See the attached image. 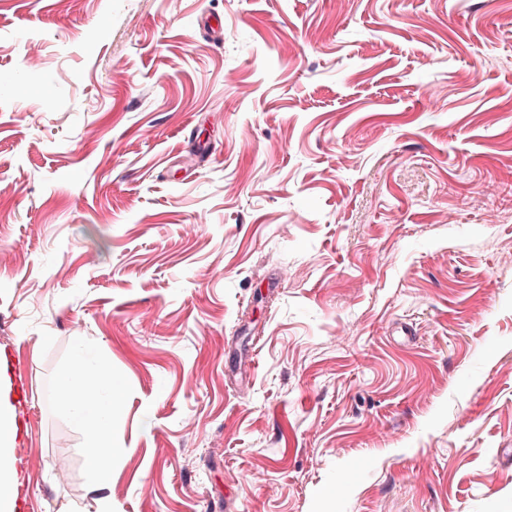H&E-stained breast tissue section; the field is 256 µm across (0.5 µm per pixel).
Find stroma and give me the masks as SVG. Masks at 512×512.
<instances>
[{
    "label": "stroma",
    "instance_id": "1",
    "mask_svg": "<svg viewBox=\"0 0 512 512\" xmlns=\"http://www.w3.org/2000/svg\"><path fill=\"white\" fill-rule=\"evenodd\" d=\"M502 240L512 0H0L14 512H512ZM76 348L56 379L55 401L86 430V466L96 486L105 489L112 480V458L124 451L112 439V422L123 409V384L106 362L87 357L82 341Z\"/></svg>",
    "mask_w": 512,
    "mask_h": 512
}]
</instances>
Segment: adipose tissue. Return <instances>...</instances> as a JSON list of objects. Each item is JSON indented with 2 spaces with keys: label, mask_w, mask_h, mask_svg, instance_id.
<instances>
[{
  "label": "adipose tissue",
  "mask_w": 512,
  "mask_h": 512,
  "mask_svg": "<svg viewBox=\"0 0 512 512\" xmlns=\"http://www.w3.org/2000/svg\"><path fill=\"white\" fill-rule=\"evenodd\" d=\"M55 400L72 420L87 432L85 462L98 488L112 480V459L120 449L112 439V422L123 409V384L104 361L77 350L55 382ZM14 414L9 403L0 402V512H13L12 448Z\"/></svg>",
  "instance_id": "ef3b65f1"
}]
</instances>
